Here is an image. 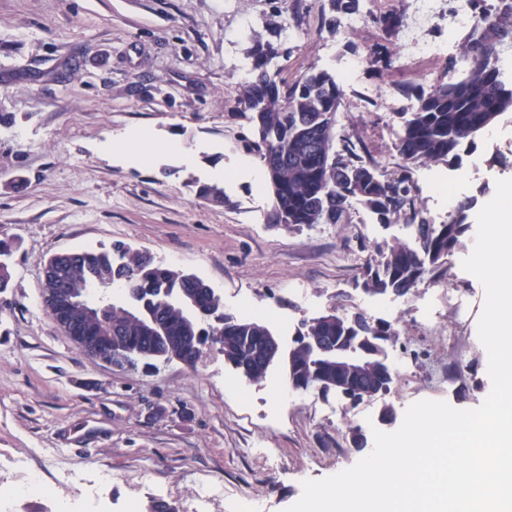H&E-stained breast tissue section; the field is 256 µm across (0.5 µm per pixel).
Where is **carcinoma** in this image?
I'll list each match as a JSON object with an SVG mask.
<instances>
[{
	"instance_id": "carcinoma-1",
	"label": "carcinoma",
	"mask_w": 512,
	"mask_h": 512,
	"mask_svg": "<svg viewBox=\"0 0 512 512\" xmlns=\"http://www.w3.org/2000/svg\"><path fill=\"white\" fill-rule=\"evenodd\" d=\"M362 0H328L322 27L340 33L341 18L363 12ZM477 22L457 41L458 51L427 88H400L412 101L410 109L396 112L393 149L401 160L400 172L389 179L378 173L361 141L341 138L336 148V112L343 90L336 74L311 68L293 82L270 68L278 57L273 47L259 41L250 48L254 58L251 78L241 87L238 102L251 113L253 137H244L247 151L263 164L273 207L272 224L310 226L343 224L352 201L371 211L381 224H403L411 240L398 239L367 259L362 275L365 287L376 294L393 289L412 291L433 275L455 252L468 231L474 202L467 199L448 213V221L431 224L424 215L412 175L419 166L458 163L460 151L475 137L512 112V77L503 61L512 59V0H473ZM367 20L399 36L404 18L397 12L369 15ZM11 247L0 241V292L11 280ZM67 287L85 290L90 285L121 283L131 289V306H109L112 326L118 328L112 347L130 350L136 359H170L212 339L224 360L248 377L260 381L270 366L254 360L270 327L261 320L229 319L220 312V298L194 274L172 269L123 245L113 250L74 251L63 262ZM304 335L354 346L358 337L369 345L381 336H393L390 323L377 321L358 331L346 320L325 319L306 325ZM287 381L305 390L315 380L341 387L354 379L336 375L326 354L300 346L282 359Z\"/></svg>"
}]
</instances>
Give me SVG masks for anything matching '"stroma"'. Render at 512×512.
Here are the masks:
<instances>
[{
	"label": "stroma",
	"instance_id": "obj_1",
	"mask_svg": "<svg viewBox=\"0 0 512 512\" xmlns=\"http://www.w3.org/2000/svg\"><path fill=\"white\" fill-rule=\"evenodd\" d=\"M327 0H0V240L11 244L12 280L0 293V484L39 472L48 497L0 503V512H49L48 498L92 488L100 474L113 507L169 505L195 512L202 484L218 490L205 512H285L307 479L362 457L353 428L371 434L384 409L400 426L423 400L478 407L491 389L477 334L479 280L463 270L468 230L447 264L404 297L364 292L362 244L403 238L359 204L345 224L295 228L268 222L272 196L257 186L243 143L250 114L238 103L250 35L272 42L283 79L309 67L340 72L339 134L359 137L381 174H392V120L406 109L396 89L420 87L444 57L409 54L368 23L333 35L322 29ZM287 9L297 36L273 38ZM389 44L388 65L370 68ZM388 103H381V96ZM152 157L118 153L128 132ZM182 140L198 152L183 165L166 150ZM230 171L223 204L199 194L215 166ZM460 199L484 206L512 178V114L461 155ZM121 242L194 274L220 296L224 313L260 312L283 347L305 321L330 310L389 321L393 383L351 402L314 390L276 392L283 367L253 382L204 349L195 365H111L82 354L40 302L41 266L61 251Z\"/></svg>",
	"mask_w": 512,
	"mask_h": 512
}]
</instances>
